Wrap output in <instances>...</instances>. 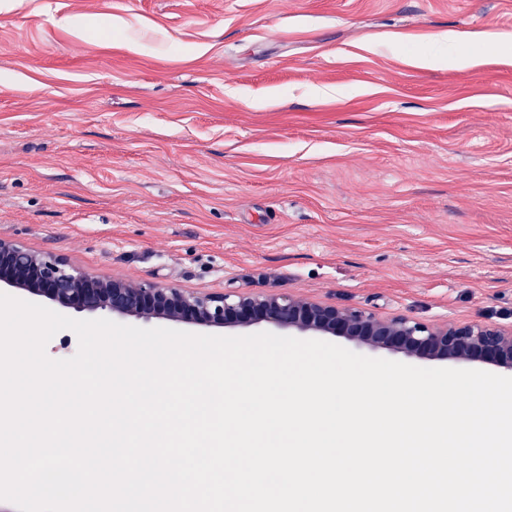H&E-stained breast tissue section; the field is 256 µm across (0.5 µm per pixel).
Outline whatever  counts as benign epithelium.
I'll return each instance as SVG.
<instances>
[{
	"label": "benign epithelium",
	"mask_w": 512,
	"mask_h": 512,
	"mask_svg": "<svg viewBox=\"0 0 512 512\" xmlns=\"http://www.w3.org/2000/svg\"><path fill=\"white\" fill-rule=\"evenodd\" d=\"M0 282L76 312L136 320L162 316L208 326L264 324L299 333L345 338L373 351L434 360L478 362L512 371V327L493 323L434 326L405 317L382 318L304 298L187 292L156 284L93 277L58 256L0 239Z\"/></svg>",
	"instance_id": "1"
}]
</instances>
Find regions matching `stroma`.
<instances>
[{
  "label": "stroma",
  "instance_id": "35a3bbf8",
  "mask_svg": "<svg viewBox=\"0 0 512 512\" xmlns=\"http://www.w3.org/2000/svg\"><path fill=\"white\" fill-rule=\"evenodd\" d=\"M0 238L95 277L512 326V0H14Z\"/></svg>",
  "mask_w": 512,
  "mask_h": 512
}]
</instances>
